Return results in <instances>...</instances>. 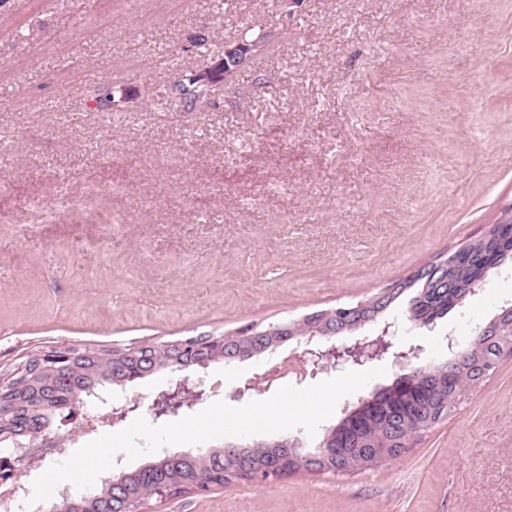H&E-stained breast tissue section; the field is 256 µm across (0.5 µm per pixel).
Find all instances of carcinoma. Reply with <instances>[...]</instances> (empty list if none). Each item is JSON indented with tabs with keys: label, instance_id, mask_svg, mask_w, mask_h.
Masks as SVG:
<instances>
[{
	"label": "carcinoma",
	"instance_id": "carcinoma-1",
	"mask_svg": "<svg viewBox=\"0 0 512 512\" xmlns=\"http://www.w3.org/2000/svg\"><path fill=\"white\" fill-rule=\"evenodd\" d=\"M224 81V66L216 67L204 83L184 80L172 91L186 111H195L211 89ZM467 257L456 262L453 257L423 267L403 282L391 287V292L361 305V313L372 320L383 312L408 288L418 289L411 300L410 314L424 324L445 315L477 287L486 273L507 261H512V237L498 233L493 225L488 235L470 243ZM293 336H304L317 328L336 331V310L322 311L306 317L301 323H288ZM202 349H187L178 354L169 343L145 342L112 348H86L73 353L69 346L39 347L31 351L11 369L0 372V446L19 448L41 435L57 414L94 397L104 386L123 388L120 382L133 366H138V378H144L176 365L185 369L203 367L224 360V349L238 347L234 336L204 335L196 337ZM512 354V327L500 336H487L473 344L466 357L458 362L448 377L433 368L427 385L398 379L393 387L379 396L388 407L378 411L356 408L344 416L324 435L321 444L340 448L336 458L315 453L297 452L294 458L283 460L271 442L252 444L242 449L244 463L239 469L224 466V447L215 446L203 454H172L159 456L127 473L121 497L112 495L107 483L99 485L91 495L65 498L59 503L60 512H136L146 494L156 495L165 488L177 495L196 488L197 476L209 475L213 485L232 481H255L262 472L263 480L275 478L280 472L305 470L335 472L365 467L384 458H394V448H408L415 438L431 428L437 419L447 416L454 404L467 391L481 383L499 361ZM403 416L402 427L394 429L388 414Z\"/></svg>",
	"mask_w": 512,
	"mask_h": 512
}]
</instances>
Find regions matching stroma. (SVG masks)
I'll return each instance as SVG.
<instances>
[{
  "instance_id": "1",
  "label": "stroma",
  "mask_w": 512,
  "mask_h": 512,
  "mask_svg": "<svg viewBox=\"0 0 512 512\" xmlns=\"http://www.w3.org/2000/svg\"><path fill=\"white\" fill-rule=\"evenodd\" d=\"M267 51L186 111L170 93L238 29ZM129 91L104 121L95 89ZM512 215V0H0V369L38 346L237 335L354 305ZM402 295L333 336L390 327L447 362L512 307V265L427 325ZM290 340L190 371L207 402L300 357ZM180 373L130 383L151 424ZM141 512H512V357L408 451Z\"/></svg>"
}]
</instances>
